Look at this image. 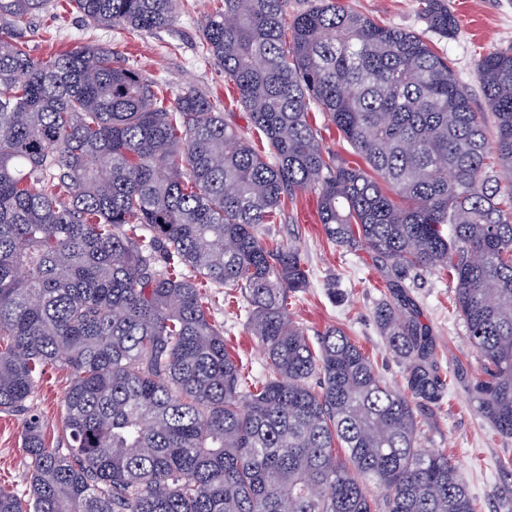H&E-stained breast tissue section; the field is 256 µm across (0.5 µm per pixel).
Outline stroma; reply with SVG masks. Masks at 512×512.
Masks as SVG:
<instances>
[{
  "instance_id": "35a3bbf8",
  "label": "stroma",
  "mask_w": 512,
  "mask_h": 512,
  "mask_svg": "<svg viewBox=\"0 0 512 512\" xmlns=\"http://www.w3.org/2000/svg\"><path fill=\"white\" fill-rule=\"evenodd\" d=\"M350 9L379 22L422 34L451 63L476 111L485 115L487 133H494L493 115L475 76L480 57L512 46V0H449L460 30L444 38L427 31L418 14L419 0H341ZM217 0H181L174 22L163 29L131 33L120 27H90L69 11L63 0H52L25 33L31 54L40 59L95 44L112 49L127 67L155 79L165 100L186 88L196 89L220 104L225 121L240 130L249 126L246 111L236 103V91L223 69L205 51L201 25ZM265 240L295 245L309 271L310 284L292 296L291 312L317 339L332 326L344 329L377 363L380 378L391 387L402 383V367L388 351L373 312L384 286L401 281L413 299L420 320L437 347L439 371L449 385L438 406L426 410L420 426L421 447L447 453L474 498L478 512H512V438L501 436L475 411L467 392L454 384L459 369L478 373L480 359L468 343L467 331L452 312L454 284L448 273L436 270L400 273L380 261L365 246L339 247L329 243L317 214V195L299 193L285 206L275 223L264 225ZM338 295L330 297L327 288ZM244 299L238 290L222 292L216 319L224 327L229 345L238 350L251 377H262L265 358L240 316ZM68 386L65 371L47 373L31 401L46 428L50 447L61 438L57 421L60 402ZM20 416L0 413V485L26 495L29 489L26 458L21 447Z\"/></svg>"
}]
</instances>
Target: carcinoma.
<instances>
[{"label": "carcinoma", "instance_id": "obj_1", "mask_svg": "<svg viewBox=\"0 0 512 512\" xmlns=\"http://www.w3.org/2000/svg\"><path fill=\"white\" fill-rule=\"evenodd\" d=\"M220 2L202 39L265 154L194 89L164 104L110 49L33 57L21 33L50 0H0V413L25 410L47 370L69 373L65 447L29 413V490L0 487V512H477L448 455L419 444L418 411L446 381L409 297L391 283L374 310L402 365L394 390L343 329L309 343L288 309L309 272L261 227L316 190L331 243L450 272L481 360L461 383L512 437V47L476 64L490 141L415 32L339 0L290 19L288 0ZM70 4L134 33L171 25L178 0ZM422 16L458 31L448 0H423ZM313 108L366 166L324 151ZM228 287L262 378L212 315Z\"/></svg>", "mask_w": 512, "mask_h": 512}]
</instances>
